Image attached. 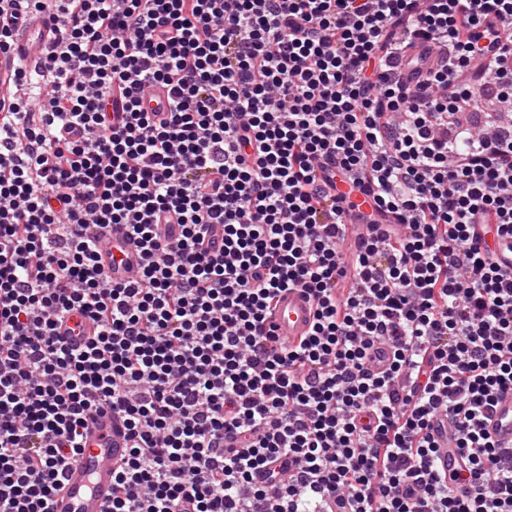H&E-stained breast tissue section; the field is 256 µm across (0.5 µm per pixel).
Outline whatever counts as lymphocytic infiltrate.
<instances>
[{
  "instance_id": "f902f5d3",
  "label": "lymphocytic infiltrate",
  "mask_w": 512,
  "mask_h": 512,
  "mask_svg": "<svg viewBox=\"0 0 512 512\" xmlns=\"http://www.w3.org/2000/svg\"><path fill=\"white\" fill-rule=\"evenodd\" d=\"M31 12L61 39L0 113V512H49L106 409L130 442L107 512H512L484 429L512 271L477 230L512 241V0H0V47ZM419 39L443 61L412 88ZM105 224L141 248L129 281ZM291 288L316 304L292 347ZM76 310L97 331L70 347ZM105 233L111 242L108 250L101 252V262L113 280H126L143 262L137 242L128 237L123 224H108ZM314 311L313 301L296 288L280 294L269 322L276 328L275 334L280 340L291 346L309 331ZM434 438L441 448H438V457L436 465L442 469L448 478L452 474L463 475L465 466L462 463L458 448H452L451 441L448 440V430H439L434 433Z\"/></svg>"
}]
</instances>
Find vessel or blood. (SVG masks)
Wrapping results in <instances>:
<instances>
[{"mask_svg": "<svg viewBox=\"0 0 512 512\" xmlns=\"http://www.w3.org/2000/svg\"><path fill=\"white\" fill-rule=\"evenodd\" d=\"M57 22L47 14L31 16L22 26L10 48L0 50V112L8 111L16 74L20 69H38L57 44ZM111 243L102 251V264L113 279L125 280L143 262L137 242L128 237L124 225L105 229ZM314 303L300 289L281 293L270 319L276 334L286 345H293L309 331L314 320ZM94 325L81 313H73L58 330L65 343L79 345L92 336ZM489 438L501 448H512V391L501 394L484 421ZM440 445L436 465L446 474L462 473L458 449L453 448L447 431L435 432ZM84 450L67 468L63 483L52 497V512H106L112 500V472L127 454V429L123 419L105 412L88 422Z\"/></svg>", "mask_w": 512, "mask_h": 512, "instance_id": "1", "label": "vessel or blood"}]
</instances>
